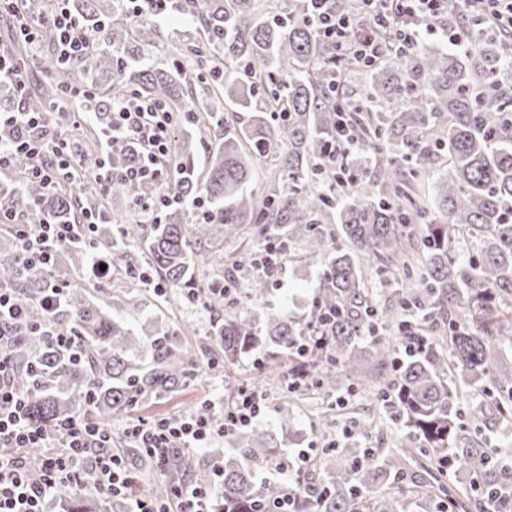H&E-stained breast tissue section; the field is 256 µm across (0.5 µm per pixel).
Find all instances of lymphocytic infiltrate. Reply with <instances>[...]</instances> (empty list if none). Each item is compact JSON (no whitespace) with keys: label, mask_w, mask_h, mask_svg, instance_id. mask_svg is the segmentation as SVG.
<instances>
[{"label":"lymphocytic infiltrate","mask_w":512,"mask_h":512,"mask_svg":"<svg viewBox=\"0 0 512 512\" xmlns=\"http://www.w3.org/2000/svg\"><path fill=\"white\" fill-rule=\"evenodd\" d=\"M448 1L461 16L479 19L493 28L512 30V0H364L374 21L373 31L366 34L360 31L361 19L331 10L329 0H308L316 32L335 49L337 56L351 54L367 65L378 61L387 50L380 31L396 29L403 46H414L424 35L435 33L436 21ZM41 21L56 32L58 71H65L97 47L95 38L72 12L69 0H52L50 12ZM0 77L14 84L20 99L15 111L0 113V167L12 155H25L29 168L24 183L54 190L62 176L80 166L79 152L68 139L43 140L41 133L48 123V115L28 108L23 76L5 48H0ZM173 122L172 112L132 95L113 105L112 126L103 138L95 183L104 192L110 190L117 177L143 184L147 192L135 208L148 224L159 223L161 206L174 202L173 196L164 190L172 152ZM129 140L140 146L141 160L121 173H114L111 155L116 146ZM99 219V213L86 210L75 224L52 221L34 226L20 224L15 232L33 269L47 274L56 250L88 238ZM12 373V365L0 353V512H50L52 501L64 487H89L105 498L124 500L128 512H211L209 501L215 487L210 482L173 486L167 499L160 502L130 495L125 461L113 453L109 443L111 425L74 418L63 426L62 437L46 433L29 423L27 401L14 387ZM266 411L263 395L240 390L235 400L225 406L221 428L228 433L248 428L265 418ZM217 428L211 419L192 415L152 422L133 421L126 433L160 462L169 448L206 447ZM31 451L38 452L42 458L43 478L39 481L32 480L25 469V455Z\"/></svg>","instance_id":"f902f5d3"}]
</instances>
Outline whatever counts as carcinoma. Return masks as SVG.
Returning <instances> with one entry per match:
<instances>
[{
  "mask_svg": "<svg viewBox=\"0 0 512 512\" xmlns=\"http://www.w3.org/2000/svg\"><path fill=\"white\" fill-rule=\"evenodd\" d=\"M70 7L104 34L68 72L95 91L78 108L102 129L113 102L129 94L176 113L171 132L188 136L174 145L165 191L200 196L206 209L172 206L160 224L114 214L92 181L98 155L87 152L83 174L55 192L0 185V214L74 224L85 209L104 212L91 241L69 251L72 264L136 251V262L118 266L125 310L136 311L146 293L172 311L206 309L198 343L212 368L251 362L254 375L237 388L262 393L275 382L291 399L309 389L329 398L353 391L391 410L400 423L394 449L365 448L357 432L321 449L296 488L297 512H409L416 499L435 512H512V471L499 468L489 441L512 435V33L489 34L450 7L438 43L364 68L336 57L310 25L306 0H178L174 12L195 31L166 41L124 0ZM450 27L471 30L474 48L448 51ZM45 71L28 101L44 112L61 96L54 64ZM227 101L250 113L244 125L224 116ZM343 133L360 150L334 169L327 160ZM259 158L270 181L258 188ZM139 159L131 143L112 168ZM111 193L133 204L144 189L117 179ZM251 228L282 245L286 263L321 271L307 313L273 308L256 264L224 268L215 244ZM0 284L30 303L29 325L43 324L45 278L16 241L0 247ZM108 295L103 284L67 281L55 321L71 350L28 329L0 342L30 419L50 432L81 414L135 416L202 379L179 328L153 330L138 345L102 304ZM330 312L335 320L321 325L318 316ZM316 333L323 343L305 364L298 347ZM301 366L309 377L299 388L291 377ZM334 408L329 402L313 423L323 439ZM118 440L136 461L135 492L156 463L136 442ZM226 442L215 512H257L286 493L255 478L257 468L288 465L266 429L232 432ZM164 471L192 480L195 449H169ZM87 496L79 512L121 507Z\"/></svg>",
  "mask_w": 512,
  "mask_h": 512,
  "instance_id": "1",
  "label": "carcinoma"
}]
</instances>
